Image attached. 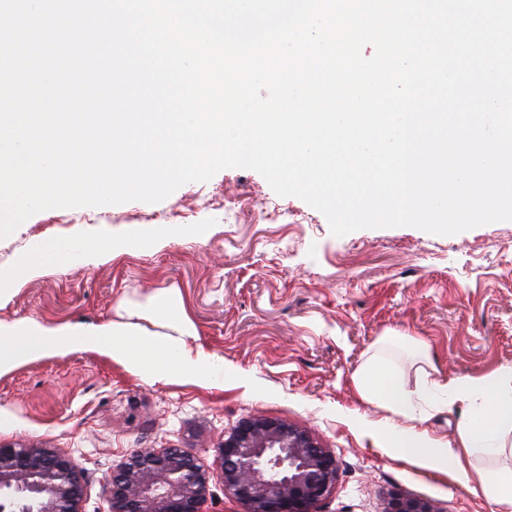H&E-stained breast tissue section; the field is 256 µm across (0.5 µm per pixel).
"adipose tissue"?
Listing matches in <instances>:
<instances>
[{"label": "adipose tissue", "instance_id": "ef3b65f1", "mask_svg": "<svg viewBox=\"0 0 512 512\" xmlns=\"http://www.w3.org/2000/svg\"><path fill=\"white\" fill-rule=\"evenodd\" d=\"M111 246L93 239L47 241L21 253L10 273L0 277V297L19 280L41 275L48 258L62 262L98 264L107 261ZM94 350L123 364L129 372L150 380L191 378L209 385L215 359L204 350L178 342L160 341L121 324H68L48 327L37 320L0 322V371L44 357ZM361 398L406 418L394 422H365L364 429L380 447L431 470L457 477L468 474L474 453L504 454L512 434V366H502L480 377L457 376L426 380L422 391H410L402 372L382 355L371 354L354 378ZM467 415L453 439L432 437L423 424L432 411L454 404Z\"/></svg>", "mask_w": 512, "mask_h": 512}]
</instances>
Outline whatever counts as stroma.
I'll list each match as a JSON object with an SVG mask.
<instances>
[{"label": "stroma", "mask_w": 512, "mask_h": 512, "mask_svg": "<svg viewBox=\"0 0 512 512\" xmlns=\"http://www.w3.org/2000/svg\"><path fill=\"white\" fill-rule=\"evenodd\" d=\"M256 191L268 203L258 221L246 205ZM217 192L224 204H211ZM197 224L210 225L205 238L193 236ZM139 227L172 236L159 248H114L97 265L49 262L0 299V322L125 324L204 349L224 377L212 387L144 380L91 350L1 374L0 444L68 454L84 475V512H108L104 476L142 448L189 449L212 475L207 512H244L224 495L215 448L253 416L305 428L335 456L337 481L315 512H385L397 496L437 512H497L472 482L376 448L360 422L390 413L362 400L353 377L384 336L421 339L441 378L512 365V222L451 236L394 227L336 237L321 212L278 196L259 173L225 168L154 204L39 212L0 239V275L34 242H104ZM169 293L183 330L136 312ZM228 369L242 381L226 379Z\"/></svg>", "instance_id": "35a3bbf8"}]
</instances>
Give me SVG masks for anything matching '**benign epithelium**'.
<instances>
[{"instance_id": "7a95c632", "label": "benign epithelium", "mask_w": 512, "mask_h": 512, "mask_svg": "<svg viewBox=\"0 0 512 512\" xmlns=\"http://www.w3.org/2000/svg\"><path fill=\"white\" fill-rule=\"evenodd\" d=\"M224 495L245 512H313L337 480V464L304 429L265 416L243 421L216 448ZM210 475L182 448L135 452L105 477L110 512H203ZM0 493L16 512H82L84 479L52 448L0 444ZM385 512H435L396 497Z\"/></svg>"}]
</instances>
